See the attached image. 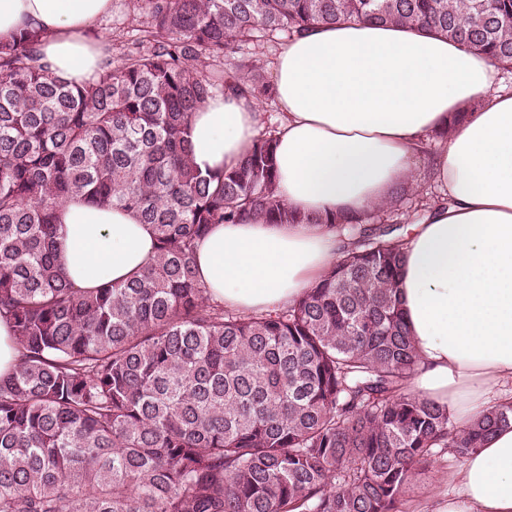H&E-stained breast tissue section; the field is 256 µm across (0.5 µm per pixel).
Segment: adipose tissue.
Returning a JSON list of instances; mask_svg holds the SVG:
<instances>
[{
    "label": "adipose tissue",
    "instance_id": "adipose-tissue-1",
    "mask_svg": "<svg viewBox=\"0 0 512 512\" xmlns=\"http://www.w3.org/2000/svg\"><path fill=\"white\" fill-rule=\"evenodd\" d=\"M112 0H0V40L45 31L42 63L66 81L98 79L105 38L86 35ZM277 187L309 224L254 217L216 224L194 263L211 296L236 312L293 304L334 266L321 222L386 204L413 181L428 135L449 130L430 160L443 194L404 245L398 297L419 367L410 389L463 428L512 399V89L487 56L447 38L366 22L288 39L272 63ZM257 101L224 93L193 113L194 165L236 167L258 137ZM58 257L75 288L121 284L156 253L132 212L74 196L57 211ZM434 512H512V427L453 474Z\"/></svg>",
    "mask_w": 512,
    "mask_h": 512
}]
</instances>
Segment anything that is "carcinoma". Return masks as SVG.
<instances>
[{"label":"carcinoma","instance_id":"cac0c4a2","mask_svg":"<svg viewBox=\"0 0 512 512\" xmlns=\"http://www.w3.org/2000/svg\"><path fill=\"white\" fill-rule=\"evenodd\" d=\"M351 21L512 69V0H129L137 38L83 85L37 63L40 29L0 41V318L18 346L0 376V512H403L418 465L512 424L505 402L455 430L409 391L385 215L412 186L325 219L336 264L277 312L228 310L196 278L211 225L313 218L277 195L272 131L203 173L191 114L218 92L271 93L254 49ZM78 195L152 226L156 254L126 283L81 292L64 273L55 212Z\"/></svg>","mask_w":512,"mask_h":512}]
</instances>
